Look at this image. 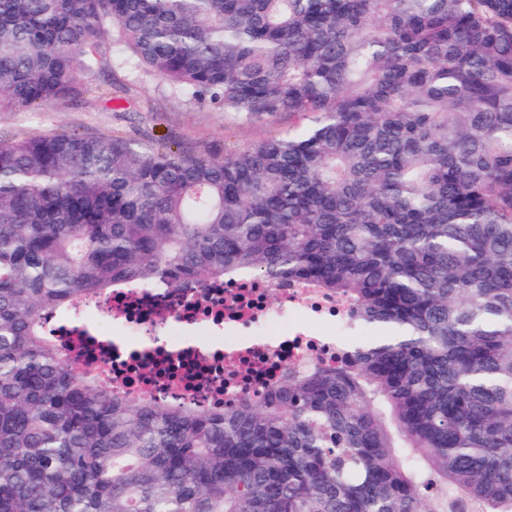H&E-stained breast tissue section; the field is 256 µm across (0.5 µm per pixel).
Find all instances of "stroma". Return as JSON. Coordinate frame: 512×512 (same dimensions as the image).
Wrapping results in <instances>:
<instances>
[{
    "label": "stroma",
    "mask_w": 512,
    "mask_h": 512,
    "mask_svg": "<svg viewBox=\"0 0 512 512\" xmlns=\"http://www.w3.org/2000/svg\"><path fill=\"white\" fill-rule=\"evenodd\" d=\"M100 53L115 69L113 80L95 72L86 78L80 96L57 101L45 111L0 112V138L32 133L117 134L221 158L256 141L299 132L311 120L307 114L284 112L243 123L212 105L191 107L166 94L157 80L119 66V53L111 42H104Z\"/></svg>",
    "instance_id": "1"
}]
</instances>
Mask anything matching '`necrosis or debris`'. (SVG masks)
<instances>
[{
	"label": "necrosis or debris",
	"mask_w": 512,
	"mask_h": 512,
	"mask_svg": "<svg viewBox=\"0 0 512 512\" xmlns=\"http://www.w3.org/2000/svg\"><path fill=\"white\" fill-rule=\"evenodd\" d=\"M89 309L118 326L124 343L79 339ZM343 322L341 302L319 289L239 278L178 292L115 288L76 302L68 316H48L44 329L120 394L204 408L257 395L314 361L335 365Z\"/></svg>",
	"instance_id": "necrosis-or-debris-1"
}]
</instances>
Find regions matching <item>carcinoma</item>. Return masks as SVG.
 <instances>
[{"instance_id":"1","label":"carcinoma","mask_w":512,"mask_h":512,"mask_svg":"<svg viewBox=\"0 0 512 512\" xmlns=\"http://www.w3.org/2000/svg\"><path fill=\"white\" fill-rule=\"evenodd\" d=\"M107 39L190 106L313 121L222 159L0 140V512H512V0H0V112ZM242 277L345 300L341 361L175 408L43 331Z\"/></svg>"}]
</instances>
